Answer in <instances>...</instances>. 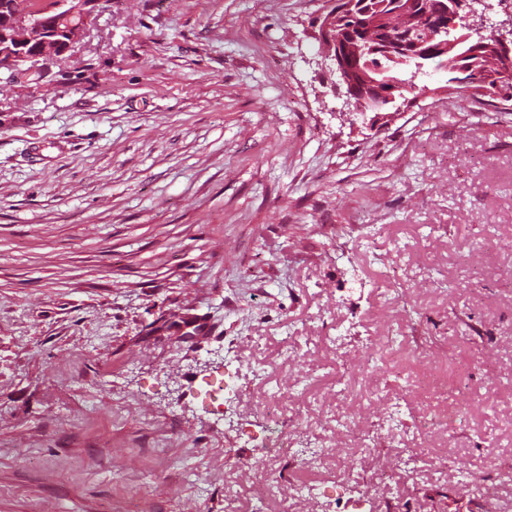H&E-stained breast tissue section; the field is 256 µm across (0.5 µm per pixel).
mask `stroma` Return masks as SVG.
<instances>
[{
	"label": "stroma",
	"mask_w": 512,
	"mask_h": 512,
	"mask_svg": "<svg viewBox=\"0 0 512 512\" xmlns=\"http://www.w3.org/2000/svg\"><path fill=\"white\" fill-rule=\"evenodd\" d=\"M325 7L112 0L0 86V512H473L512 463V112L430 67L345 113Z\"/></svg>",
	"instance_id": "1"
}]
</instances>
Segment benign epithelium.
I'll use <instances>...</instances> for the list:
<instances>
[{"label":"benign epithelium","instance_id":"obj_1","mask_svg":"<svg viewBox=\"0 0 512 512\" xmlns=\"http://www.w3.org/2000/svg\"><path fill=\"white\" fill-rule=\"evenodd\" d=\"M111 5L112 0H39L35 4L29 0H0V73L8 74L10 80L26 84L36 82L37 76L45 73L49 64H59L66 60V55L86 30L91 19ZM468 9L467 18L471 22L465 24V27L478 34L483 32L485 13L492 9V5L485 3V0H471ZM44 13L56 15L60 23L77 14L81 23L51 30L40 18ZM328 31L329 26L322 25L321 38L328 42L326 56L333 61L340 82L349 88L344 105L364 115L367 113L365 100L369 93L389 103L401 99L406 105L425 96L422 91L410 99L401 88L382 86L371 81L366 82L362 91H357L344 56L333 53V48L340 46L343 38L331 36ZM490 37L495 40L496 48L511 52L512 16L500 22L491 31ZM32 42L40 45V51L36 55L26 53V48Z\"/></svg>","mask_w":512,"mask_h":512}]
</instances>
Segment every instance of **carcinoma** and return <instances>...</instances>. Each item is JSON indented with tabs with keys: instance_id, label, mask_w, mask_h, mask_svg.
Instances as JSON below:
<instances>
[{
	"instance_id": "obj_1",
	"label": "carcinoma",
	"mask_w": 512,
	"mask_h": 512,
	"mask_svg": "<svg viewBox=\"0 0 512 512\" xmlns=\"http://www.w3.org/2000/svg\"><path fill=\"white\" fill-rule=\"evenodd\" d=\"M450 0H418L407 7L406 0H356L344 15L330 9L322 21L330 31L353 42L350 66L356 77H376L392 84L411 82L421 74L423 62L448 73V89L457 99H488L492 105L512 102V66L494 52L465 56L450 47L463 35L461 29L438 32L434 28ZM407 42L411 55L401 60L397 50L386 49V42Z\"/></svg>"
}]
</instances>
